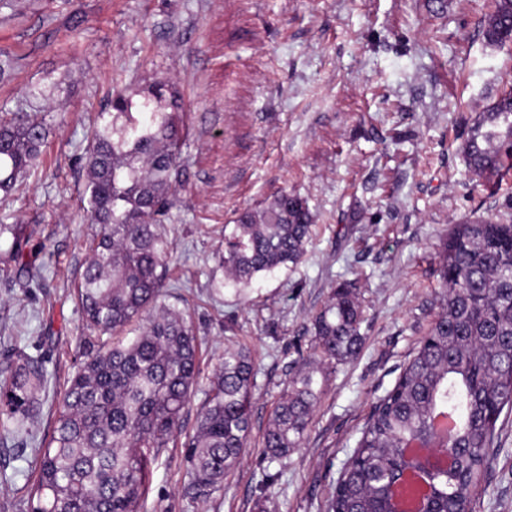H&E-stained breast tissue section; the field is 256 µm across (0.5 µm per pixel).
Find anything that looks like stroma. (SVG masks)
<instances>
[{
    "label": "stroma",
    "mask_w": 512,
    "mask_h": 512,
    "mask_svg": "<svg viewBox=\"0 0 512 512\" xmlns=\"http://www.w3.org/2000/svg\"><path fill=\"white\" fill-rule=\"evenodd\" d=\"M494 0H13L0 52L15 62L0 113H38L49 128L25 186L0 199L43 251L0 259V369L42 359L49 384L28 433L0 430V512H29L35 459L53 409L88 344L75 295L90 260L83 152L114 89L155 79L183 98V175L166 224L168 281L193 312L201 384L227 339L258 374L252 433L238 469L207 501L187 491V450L164 449L145 512H322L374 403L390 390L439 310L435 257L451 224L512 215V175L497 189L468 172L461 148L478 112L512 91V46H488ZM66 90L27 98L33 86ZM314 225L298 265L236 287L220 265L224 232L281 191ZM358 285L366 337L325 368L300 448L269 461L263 434L308 348L310 320L337 281ZM469 512H512V411L497 422Z\"/></svg>",
    "instance_id": "35a3bbf8"
}]
</instances>
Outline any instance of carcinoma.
I'll return each mask as SVG.
<instances>
[{
    "label": "carcinoma",
    "mask_w": 512,
    "mask_h": 512,
    "mask_svg": "<svg viewBox=\"0 0 512 512\" xmlns=\"http://www.w3.org/2000/svg\"><path fill=\"white\" fill-rule=\"evenodd\" d=\"M491 46L512 44V0H495L483 21ZM166 81L141 99L112 94L110 111L91 130L85 153L91 260L76 285L86 321L118 336L144 321L131 342L83 353L39 449L29 512H143L152 465L175 444L200 370L185 309L165 302L170 242L164 224L181 182L184 113ZM47 126L38 115L0 118V192L15 193L38 166ZM463 153L469 171L499 184L512 167V92L475 118ZM312 224L307 203L283 192L260 210L240 214L224 235L220 261L237 285L300 262ZM5 254L26 261L30 237L0 224ZM440 311L394 386L374 405L357 447L332 486L326 512H397L389 488L404 468L420 473L425 453L452 450L451 471L423 478L419 494L436 512H463L483 476L495 426L512 409V223L467 219L453 224L438 254ZM363 311L349 282L333 288L312 320V353L288 382L263 435L268 458L283 463L301 447L322 392V364L352 358L362 346ZM41 363L25 354L5 369L0 422L21 433L42 408ZM256 372L247 350L224 349L209 382L188 448V489L213 498L240 464L252 430Z\"/></svg>",
    "instance_id": "1"
}]
</instances>
